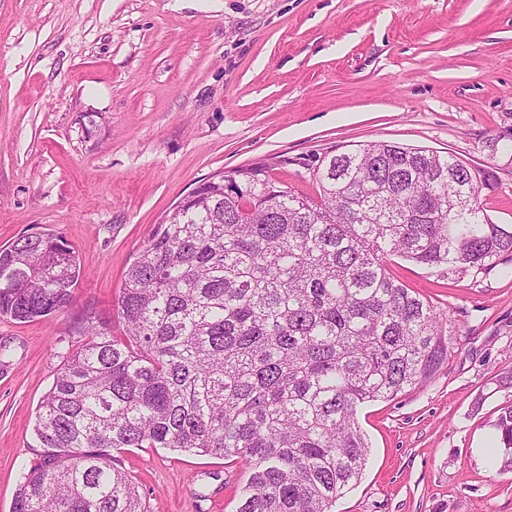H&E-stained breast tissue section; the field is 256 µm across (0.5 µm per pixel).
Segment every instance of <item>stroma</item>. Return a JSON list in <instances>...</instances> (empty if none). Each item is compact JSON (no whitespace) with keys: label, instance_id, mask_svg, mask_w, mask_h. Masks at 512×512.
Instances as JSON below:
<instances>
[{"label":"stroma","instance_id":"stroma-1","mask_svg":"<svg viewBox=\"0 0 512 512\" xmlns=\"http://www.w3.org/2000/svg\"><path fill=\"white\" fill-rule=\"evenodd\" d=\"M512 0H0V249L63 236L70 307L0 318V512L35 458V412L80 314L114 315L124 272L202 179L269 165L313 196L319 157L370 142L450 152L487 171L512 224ZM390 273L446 311L448 361L366 405L361 481L333 512H512L490 445L512 405V277ZM119 458L153 512H237L244 462L164 448Z\"/></svg>","mask_w":512,"mask_h":512}]
</instances>
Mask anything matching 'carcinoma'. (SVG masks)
<instances>
[{
	"label": "carcinoma",
	"instance_id": "1",
	"mask_svg": "<svg viewBox=\"0 0 512 512\" xmlns=\"http://www.w3.org/2000/svg\"><path fill=\"white\" fill-rule=\"evenodd\" d=\"M315 198L267 167L210 179L169 210L125 273L122 334L86 314L34 424L13 512H151L113 452L168 448L251 469L238 512H332L368 459L358 409L423 387L448 361L446 311L394 259L445 274L512 263L486 174L388 142L326 155ZM0 317L70 306L76 252L55 234L0 251ZM512 470V405L495 423Z\"/></svg>",
	"mask_w": 512,
	"mask_h": 512
}]
</instances>
